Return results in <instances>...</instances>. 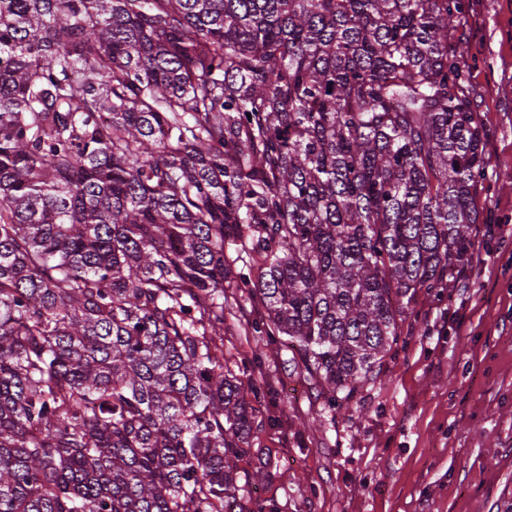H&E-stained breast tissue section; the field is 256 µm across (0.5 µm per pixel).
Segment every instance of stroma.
Returning a JSON list of instances; mask_svg holds the SVG:
<instances>
[{
  "label": "stroma",
  "instance_id": "1",
  "mask_svg": "<svg viewBox=\"0 0 512 512\" xmlns=\"http://www.w3.org/2000/svg\"><path fill=\"white\" fill-rule=\"evenodd\" d=\"M465 74L487 133L474 259L460 284L420 296L376 381L337 411L281 345L260 369L277 402L246 467L278 512H512V0H470ZM224 350L251 357L237 298ZM323 414L321 431L300 426Z\"/></svg>",
  "mask_w": 512,
  "mask_h": 512
}]
</instances>
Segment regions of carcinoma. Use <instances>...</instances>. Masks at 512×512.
<instances>
[{
  "label": "carcinoma",
  "mask_w": 512,
  "mask_h": 512,
  "mask_svg": "<svg viewBox=\"0 0 512 512\" xmlns=\"http://www.w3.org/2000/svg\"><path fill=\"white\" fill-rule=\"evenodd\" d=\"M468 8L0 0V512H263L227 289L330 409L373 379L472 263Z\"/></svg>",
  "instance_id": "1"
}]
</instances>
